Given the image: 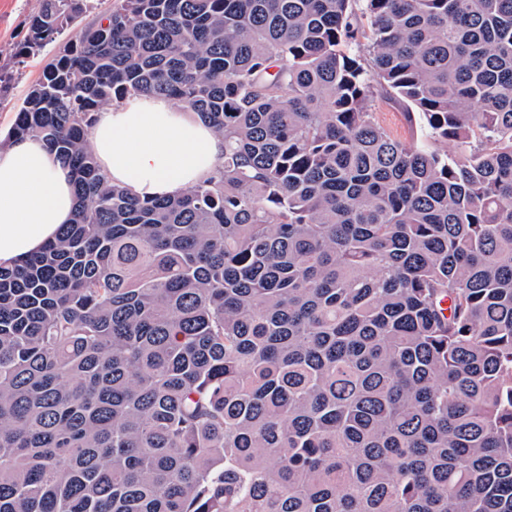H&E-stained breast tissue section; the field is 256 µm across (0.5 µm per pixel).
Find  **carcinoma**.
<instances>
[{"label":"carcinoma","instance_id":"cac0c4a2","mask_svg":"<svg viewBox=\"0 0 512 512\" xmlns=\"http://www.w3.org/2000/svg\"><path fill=\"white\" fill-rule=\"evenodd\" d=\"M90 2L15 53L57 46L0 150L78 207L0 267V512H512V0H113L61 40ZM141 93L213 176L108 181L97 112ZM372 110L378 121L390 129L397 137L410 140L422 135L417 116L409 115L406 109L392 100L387 94L377 92L372 102Z\"/></svg>","mask_w":512,"mask_h":512}]
</instances>
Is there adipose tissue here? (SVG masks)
<instances>
[{
    "mask_svg": "<svg viewBox=\"0 0 512 512\" xmlns=\"http://www.w3.org/2000/svg\"><path fill=\"white\" fill-rule=\"evenodd\" d=\"M90 140L109 181L140 199L182 192L224 159L223 137L195 112L153 94L100 112ZM75 205L70 169L43 142L26 138L0 150V266L52 241Z\"/></svg>",
    "mask_w": 512,
    "mask_h": 512,
    "instance_id": "1",
    "label": "adipose tissue"
}]
</instances>
